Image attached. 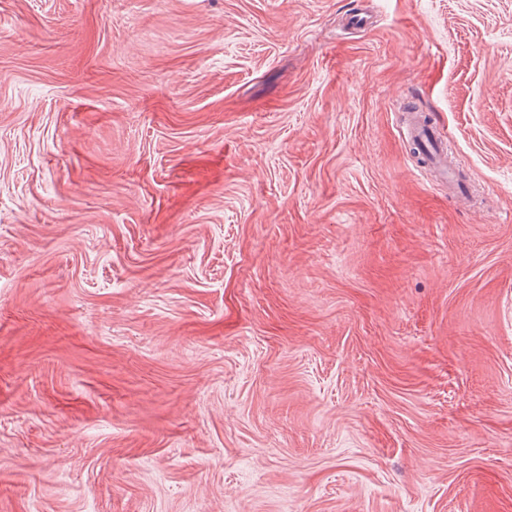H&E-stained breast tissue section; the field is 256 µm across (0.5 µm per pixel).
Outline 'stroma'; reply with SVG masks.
Listing matches in <instances>:
<instances>
[{"instance_id": "1", "label": "stroma", "mask_w": 512, "mask_h": 512, "mask_svg": "<svg viewBox=\"0 0 512 512\" xmlns=\"http://www.w3.org/2000/svg\"><path fill=\"white\" fill-rule=\"evenodd\" d=\"M0 512H512V0H0ZM428 129L429 134H424L417 121L414 122L410 131L411 138H418L424 145L429 154V159L424 164L434 171L438 179L448 184V196L452 198L456 194L457 185L454 170L448 165V147L443 142L441 133H437L430 126Z\"/></svg>"}]
</instances>
